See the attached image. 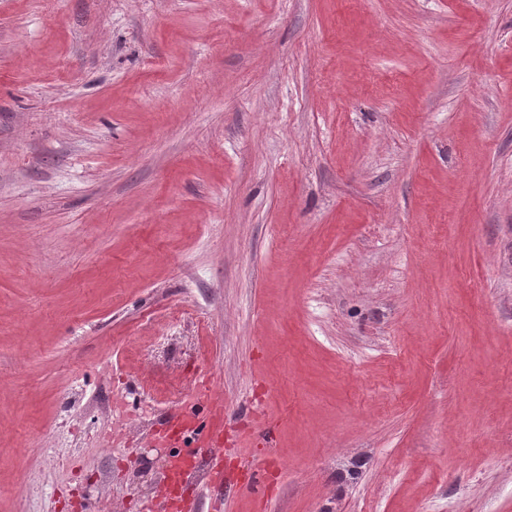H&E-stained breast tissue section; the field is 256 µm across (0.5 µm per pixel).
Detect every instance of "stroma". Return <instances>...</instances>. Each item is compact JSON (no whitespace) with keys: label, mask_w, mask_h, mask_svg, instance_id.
Here are the masks:
<instances>
[{"label":"stroma","mask_w":512,"mask_h":512,"mask_svg":"<svg viewBox=\"0 0 512 512\" xmlns=\"http://www.w3.org/2000/svg\"><path fill=\"white\" fill-rule=\"evenodd\" d=\"M509 85L512 0H0V512L214 394L193 512H512ZM175 425L181 430L184 439H190L194 447L205 449L212 446H220L224 440V405L222 400H211V410L206 424L208 435L201 437L197 433L198 425L195 418L186 411H181L175 418ZM211 443V444H210ZM252 467L254 471L250 474L243 489L254 500L261 502L264 499V483L269 466L267 463L262 462L260 464H254Z\"/></svg>","instance_id":"1"}]
</instances>
